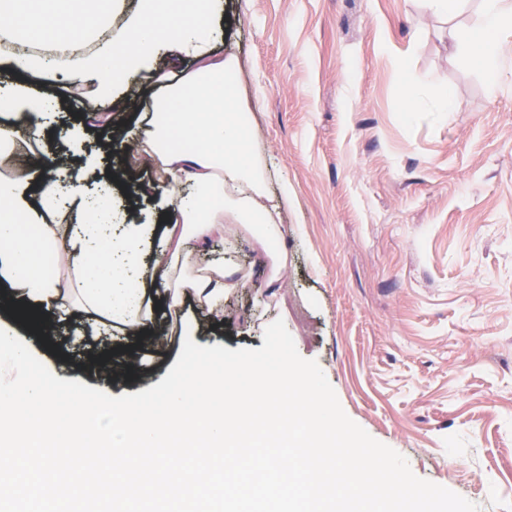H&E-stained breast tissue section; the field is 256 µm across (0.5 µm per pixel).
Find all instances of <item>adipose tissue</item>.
Wrapping results in <instances>:
<instances>
[{
  "label": "adipose tissue",
  "mask_w": 512,
  "mask_h": 512,
  "mask_svg": "<svg viewBox=\"0 0 512 512\" xmlns=\"http://www.w3.org/2000/svg\"><path fill=\"white\" fill-rule=\"evenodd\" d=\"M222 0H0V38H22L51 46L90 45L76 55V78L96 84V109L111 118L134 112V101L119 90L131 75L146 70L160 49L193 59L188 72L157 77L154 103L159 113L144 117L131 136L138 154L154 161L167 181L169 207L155 265L160 279L148 282L139 273L147 225L132 224L120 240L101 237L99 229L115 223L116 197L125 189L107 180L95 201L80 199L77 222L51 223L66 203L61 184L68 170H52L44 159L28 166L7 167L16 150L47 141L48 111L55 100L36 81L52 68L48 58L0 53V64L11 78L0 87V275L8 281L17 309L38 306L50 316L77 312L99 333L118 326L137 331L153 319L147 298H165L173 332L188 335L180 315V299L188 295L200 308L219 313L227 289L242 287L230 278L223 257L211 256L224 241V221L249 224L274 261L286 258L277 222L282 200L269 197L253 148L248 113L236 80L232 50L215 52L210 44V20ZM479 28L454 43L455 52L496 75L504 57V36L512 34V0H478ZM122 18L113 30L114 18ZM189 182L190 194L180 185ZM193 239L197 252L185 250ZM66 267L52 277L43 270L45 256Z\"/></svg>",
  "instance_id": "ef3b65f1"
}]
</instances>
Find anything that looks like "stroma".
Instances as JSON below:
<instances>
[{"instance_id":"obj_1","label":"stroma","mask_w":512,"mask_h":512,"mask_svg":"<svg viewBox=\"0 0 512 512\" xmlns=\"http://www.w3.org/2000/svg\"><path fill=\"white\" fill-rule=\"evenodd\" d=\"M223 3L212 46L238 56L265 189L287 197L288 254L273 268L246 225H225V265L249 281L225 294L219 318L185 301L192 340L258 349L283 319L346 414L417 477L479 512H512V66L493 88L454 53L453 34L479 24L476 0L449 24L422 0ZM405 78L414 112L403 108ZM42 82L60 102L55 156L95 155L130 190L157 181L153 163L128 161V113H113L104 134L84 108L93 84L63 63ZM449 91L457 108L445 112ZM75 127L78 141L62 138ZM151 299V327L112 342L77 315L50 342L15 310L0 309V325L21 330L57 378L137 394L162 381L183 346L175 337L123 368L166 318L163 297ZM84 349L119 374L75 371L68 357Z\"/></svg>"}]
</instances>
